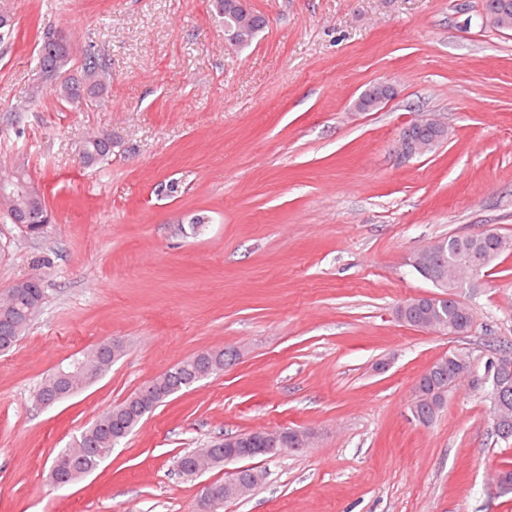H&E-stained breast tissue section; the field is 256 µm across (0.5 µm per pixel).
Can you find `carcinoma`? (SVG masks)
Masks as SVG:
<instances>
[{"mask_svg": "<svg viewBox=\"0 0 512 512\" xmlns=\"http://www.w3.org/2000/svg\"><path fill=\"white\" fill-rule=\"evenodd\" d=\"M39 68L43 76L51 82L53 97L65 104L76 107L98 102L106 87L111 72L109 64L94 49L85 50L74 57L54 45H41L38 56ZM81 163L92 166L112 153V147L97 137L82 143ZM447 248L435 260L445 266L462 269L474 276L495 264L505 255L512 254V236L497 233L481 239L469 235H454L444 238ZM439 294L446 299L437 301L443 314L435 328L454 329L461 334L469 332L474 323V313L470 306L459 299V291L446 283H433ZM44 291L40 281L33 287L21 291L11 298L5 307L0 306V351L13 348L28 330L32 317L41 306ZM123 347L113 342L102 343L89 352L73 359L64 370L73 372L71 381L66 382L54 370L48 374L36 392V400L52 406L92 384L83 376L77 364L83 361L96 363V377L103 376L114 363L113 356L120 355ZM216 374L224 367L208 368L204 353L187 358L155 377L135 393L139 397L131 411L118 413L125 403L113 406L99 415L95 422L82 431L73 444L60 450L52 459L49 473L59 478L66 477L75 482L92 472L112 453V449L126 438L156 406L168 397L191 387L199 381L204 370ZM472 370V361L464 353L456 352L434 364L417 381L415 391L421 413L418 421L424 425L431 423L445 405L446 396L460 373ZM492 414L498 420L494 429L502 440L512 439V382L498 396L489 400ZM224 449L213 443L206 448L185 453L175 460L177 470L186 477H193L201 467L213 469L223 465ZM224 482L211 483L203 505L220 508L224 504Z\"/></svg>", "mask_w": 512, "mask_h": 512, "instance_id": "1", "label": "carcinoma"}]
</instances>
